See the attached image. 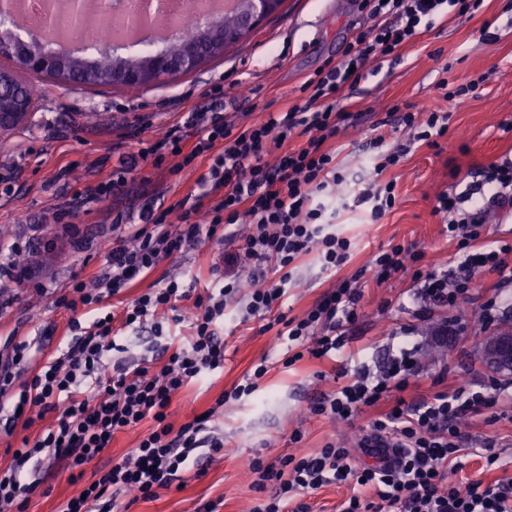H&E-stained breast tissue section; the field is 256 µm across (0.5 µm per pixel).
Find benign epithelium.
I'll use <instances>...</instances> for the list:
<instances>
[{
	"instance_id": "benign-epithelium-1",
	"label": "benign epithelium",
	"mask_w": 512,
	"mask_h": 512,
	"mask_svg": "<svg viewBox=\"0 0 512 512\" xmlns=\"http://www.w3.org/2000/svg\"><path fill=\"white\" fill-rule=\"evenodd\" d=\"M280 0H247L242 9L245 27L253 28L278 12ZM203 41H177L167 50L151 53L137 62L125 63L108 74L89 68L75 70L69 66L71 58L51 55L35 43H22L0 35V57L20 55L15 70H0V138L22 125L31 114L32 101L18 90L22 73L59 74L64 79L86 85L144 87L158 84L175 76L189 73L208 62L210 54L223 48L232 35L224 33L218 23H207L202 28ZM486 361L500 369L512 367V325L498 329L484 345Z\"/></svg>"
}]
</instances>
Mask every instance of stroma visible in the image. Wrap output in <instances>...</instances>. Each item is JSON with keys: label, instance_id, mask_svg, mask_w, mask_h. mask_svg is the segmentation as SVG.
Wrapping results in <instances>:
<instances>
[{"label": "stroma", "instance_id": "35a3bbf8", "mask_svg": "<svg viewBox=\"0 0 512 512\" xmlns=\"http://www.w3.org/2000/svg\"><path fill=\"white\" fill-rule=\"evenodd\" d=\"M357 0H285L280 13L269 17L251 34L230 47L224 56L199 69L164 83L141 89L88 88L64 84L42 75L26 80L36 85L40 99L27 123L0 144V167L20 164L11 202L0 207V243L10 244L26 224L41 225L46 238L60 234L51 222L57 204L80 190L97 169L111 170L120 155L134 147L138 120L148 116L154 129L175 122L183 99L207 103L214 87H222L224 111L231 119L254 122L266 113L301 102V85L326 61H339L354 27L364 24ZM492 25L498 40L478 42L481 29ZM459 84L485 76L483 90L448 105L435 89L440 75ZM451 109L448 133L436 144L412 150L387 171L397 183L395 208L372 224L355 204L336 210V227L353 243L350 262L337 275L322 272L316 255H308L297 272L282 307L290 317L302 315L335 277L361 274L362 297L358 319L346 330L344 347L332 359H303L283 366L273 346L267 318L239 323L234 315L224 319V372L187 387L174 401L173 420L182 423L213 407L261 359H269L268 373L259 390L248 399L224 407V445L228 452L216 456L205 477L189 480L179 490H162L150 500L121 497L128 512H197L200 504L218 502L219 512H248L255 494L254 477L240 464L241 455L261 452L274 458L302 448L316 453L326 443L356 447L372 421L397 402H412L438 391H453L458 381L479 386L498 379L505 390L498 404L466 420L462 431L474 446L493 442L500 469L488 471L482 458L468 455L454 475L457 482L512 478V371L490 368L476 346L474 314L495 292L505 299L499 321L512 322V285H502L499 274L478 271L475 295L458 307H432L423 312L413 298L410 275L376 284L366 267L374 253L395 244L413 247L422 255L423 268L452 270L459 261L455 242L449 241L443 215L434 211L437 196L461 183L469 184L490 163L512 159V0H485L470 16L448 14L435 18L431 27L409 45L395 64L366 75L346 91L343 106L359 119L336 137V161L348 180L367 173L372 152L368 144L383 133L389 144L399 136L386 119L395 104ZM45 293L17 285L18 301L0 314V331L19 329L38 341L45 327H54L53 353L63 342L69 314L54 308L52 300L73 280L83 278L88 267L102 263L100 255L64 252L50 257ZM409 333L415 348L414 373L406 388L391 389L378 405L363 408L355 418L334 421L308 413L307 407L322 393L336 387L342 371L366 367L381 370L402 333ZM301 431L300 445L290 436Z\"/></svg>", "mask_w": 512, "mask_h": 512}]
</instances>
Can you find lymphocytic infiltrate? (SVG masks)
<instances>
[{
    "mask_svg": "<svg viewBox=\"0 0 512 512\" xmlns=\"http://www.w3.org/2000/svg\"><path fill=\"white\" fill-rule=\"evenodd\" d=\"M483 0H361L366 24L355 28L340 62L326 64L302 85L307 98L260 121L236 126L224 114V102L210 98L182 113L158 139H141L111 172L90 181L74 200L56 207L59 240L76 254L90 250L104 263L90 281L76 280L53 305L70 312L71 337L39 366H31L27 343L8 335L0 345V432L29 428L34 417L53 415L51 424L22 439L6 465H0V512H26L41 488L44 472L56 463L79 472L97 464L98 478L64 500L59 512H114L125 491L151 499L159 491L182 489L187 476L203 477L215 455L224 451V435L214 423L215 409L181 425L169 421L174 397L188 386L224 369V318L241 322L275 313V346L282 363L304 357H332L344 346L342 330L358 317L362 296L359 275L339 279L302 316L281 314L294 285V273L308 254H317L322 271L349 261L353 244L336 229V202L345 182L330 146L351 115L341 105L345 86L357 83L369 67H382L434 17L447 10L471 14ZM449 112L405 111L396 128L405 142L387 146L385 135L370 142L376 151L373 176L355 198L367 206L371 221L394 208L397 184L385 176L418 142L435 143L448 133ZM178 163L167 166V158ZM177 176L197 170L195 186L172 203L165 190L154 199L116 212L110 228L87 236L73 219L90 214L93 204L125 195L144 167ZM512 206V160L484 167L476 181L458 193L439 196L437 209L448 216V237L462 259L456 273L422 270L421 253L396 244L372 255L377 283L410 274L426 305L457 307L472 297L475 273L491 268L512 282L505 256L512 247L481 245L487 214ZM241 238L238 251L219 254L209 267L210 281L198 287L191 272L160 279L122 311L110 300L130 285L158 272L170 255L205 242L223 244ZM56 240V241H59ZM56 241L25 235L7 247L0 260V313L17 300L10 286L28 283L43 292L46 256ZM186 326L184 340L153 346L148 356L130 361L121 339L151 332L162 336L165 320ZM414 370L412 351L400 348L384 370L358 369L333 391L311 404V413L332 420L353 418L402 388ZM500 386L473 389L463 382L398 403L376 418L359 442L367 463L353 461L354 450L326 444L313 454H284L270 459L244 457L258 498L250 512H308L305 492L347 484L352 492L336 512H512V479L456 484L448 475L467 452L463 419L496 405ZM153 421L130 453L112 465H99L116 432Z\"/></svg>",
    "mask_w": 512,
    "mask_h": 512,
    "instance_id": "obj_1",
    "label": "lymphocytic infiltrate"
}]
</instances>
